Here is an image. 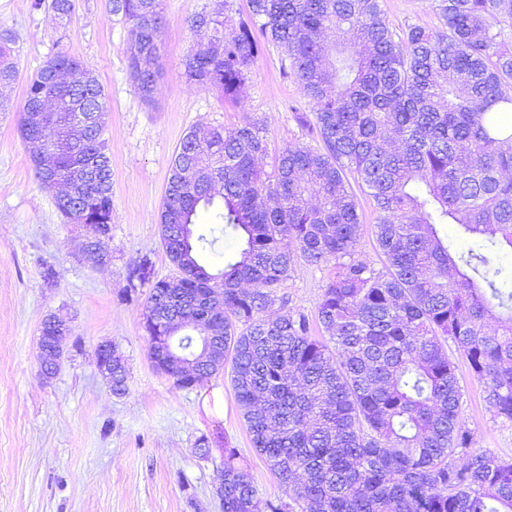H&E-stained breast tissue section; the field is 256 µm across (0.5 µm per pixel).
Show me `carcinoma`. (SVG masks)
<instances>
[{"instance_id":"carcinoma-1","label":"carcinoma","mask_w":512,"mask_h":512,"mask_svg":"<svg viewBox=\"0 0 512 512\" xmlns=\"http://www.w3.org/2000/svg\"><path fill=\"white\" fill-rule=\"evenodd\" d=\"M226 7L218 0L207 43L186 56L188 81L238 99L260 29L312 105L323 149L288 146L264 177L266 129L249 119L228 134L188 133L171 163L159 224L177 274L152 284L147 335L174 316L219 329L202 376L231 364L252 446L292 492L290 504L260 499L226 448L223 512H512V459L474 447L447 351L453 343L511 425L512 287L491 253L512 248V0H439L440 26L400 31L380 0H248L237 21ZM112 13L131 23L129 66L148 100L162 0H112ZM13 41L0 32L1 85L17 77ZM78 107L96 115L91 128L70 125ZM107 115L97 77L62 47L29 81L17 124L67 223L108 234ZM89 161L96 177L76 180ZM357 187L378 212L381 271L352 258ZM219 233L240 248L214 273L197 252ZM299 259L340 261L315 317L263 316ZM152 275L139 260L130 287ZM313 320L328 340L312 336ZM126 379L118 358L112 392Z\"/></svg>"}]
</instances>
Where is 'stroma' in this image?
<instances>
[{"mask_svg":"<svg viewBox=\"0 0 512 512\" xmlns=\"http://www.w3.org/2000/svg\"><path fill=\"white\" fill-rule=\"evenodd\" d=\"M32 0H0V29H10L19 75L0 85V512H221L217 476L224 451H238L261 499L286 493L252 447L229 377L220 373L196 387H178L148 357L144 304L149 285L127 293L128 270L150 258L155 278L174 268L158 221L172 158L190 130L231 131L262 119L272 173L291 145L320 147L308 117L312 106L296 81L284 78V54L264 44L237 101L215 89L191 86L183 60L206 41L194 15L215 0H163L166 22L158 37L159 71L144 100L129 68V26L111 0H73L69 17ZM391 27H436L437 0H380ZM96 75L108 107L103 137L112 160V226L98 266L82 256L85 227L66 223L54 195L35 179L16 114L29 79L57 45ZM58 272L55 285L44 265ZM337 261L297 263L282 291L291 309L313 314L334 279ZM65 317L71 332L53 377H44L38 341L43 320ZM110 345L127 368L125 394H113L97 368L99 346ZM463 392L461 421L475 445L512 458V425L494 419L484 384L457 359ZM210 452L200 455L199 438Z\"/></svg>","mask_w":512,"mask_h":512,"instance_id":"stroma-1","label":"stroma"}]
</instances>
